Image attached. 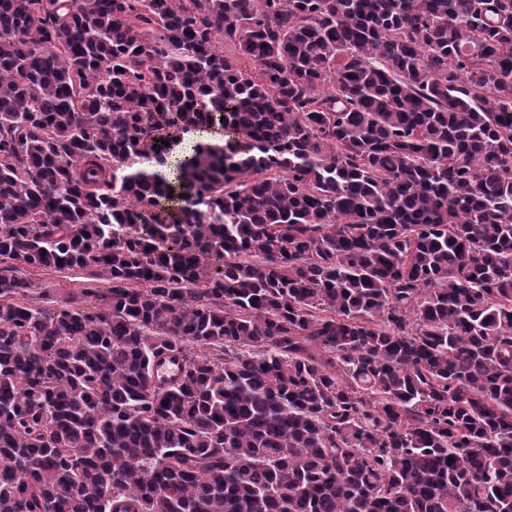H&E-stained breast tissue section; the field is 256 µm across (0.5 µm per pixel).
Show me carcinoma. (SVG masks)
Returning <instances> with one entry per match:
<instances>
[{
  "instance_id": "1",
  "label": "carcinoma",
  "mask_w": 512,
  "mask_h": 512,
  "mask_svg": "<svg viewBox=\"0 0 512 512\" xmlns=\"http://www.w3.org/2000/svg\"><path fill=\"white\" fill-rule=\"evenodd\" d=\"M0 512H512V0H0ZM33 281L36 284V292H47L51 297L56 299L57 296L65 291L74 292L77 288L90 287L97 289L109 288L111 285L102 280H94L83 277H70V274H59L51 271H44L42 274L32 272ZM65 275V276H63Z\"/></svg>"
}]
</instances>
